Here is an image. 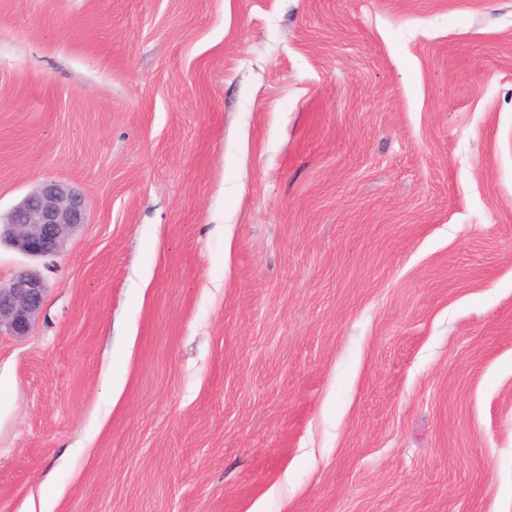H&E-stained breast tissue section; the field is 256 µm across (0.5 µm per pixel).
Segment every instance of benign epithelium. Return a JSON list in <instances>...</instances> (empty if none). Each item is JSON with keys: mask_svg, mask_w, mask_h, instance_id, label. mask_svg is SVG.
<instances>
[{"mask_svg": "<svg viewBox=\"0 0 512 512\" xmlns=\"http://www.w3.org/2000/svg\"><path fill=\"white\" fill-rule=\"evenodd\" d=\"M81 197L52 182L42 184L0 217V242L35 260L54 258L77 227L84 223ZM47 285L32 270H22L0 282V331L29 334L41 310Z\"/></svg>", "mask_w": 512, "mask_h": 512, "instance_id": "benign-epithelium-1", "label": "benign epithelium"}]
</instances>
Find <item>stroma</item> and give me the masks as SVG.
<instances>
[{
  "instance_id": "stroma-1",
  "label": "stroma",
  "mask_w": 512,
  "mask_h": 512,
  "mask_svg": "<svg viewBox=\"0 0 512 512\" xmlns=\"http://www.w3.org/2000/svg\"><path fill=\"white\" fill-rule=\"evenodd\" d=\"M0 512H512V0H0ZM81 197L58 183H43L0 216V242L35 260L54 258L84 224ZM47 285L32 270H22L8 281L0 282V332L14 336L28 335L41 310Z\"/></svg>"
}]
</instances>
